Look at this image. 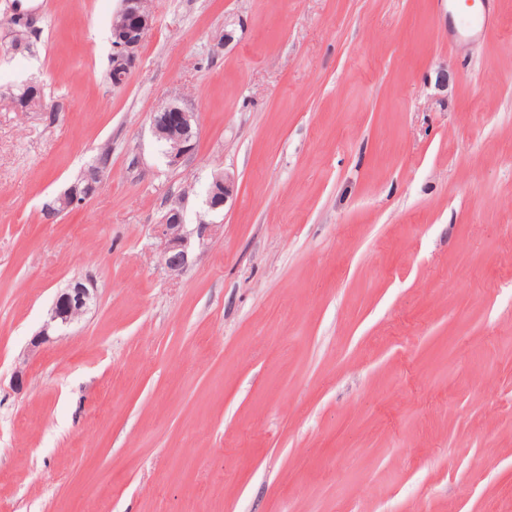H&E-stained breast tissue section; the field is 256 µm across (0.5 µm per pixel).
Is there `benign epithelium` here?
Masks as SVG:
<instances>
[{"mask_svg": "<svg viewBox=\"0 0 512 512\" xmlns=\"http://www.w3.org/2000/svg\"><path fill=\"white\" fill-rule=\"evenodd\" d=\"M119 16L125 27L112 33V83L121 85L126 80L137 59V52L150 30L152 19L150 13L142 8V0H122ZM195 113L189 111L176 101L164 105L152 116L154 134L159 139L167 140L164 153L171 166L180 165L195 149L193 127ZM106 162L100 161L86 173V184L75 185L56 200L58 208L66 209L74 202L92 195L101 183L102 172ZM234 192V179L229 175H215L209 197L215 201L208 202L212 210L223 207ZM165 239L162 263L171 274L180 273L187 264V237L183 233V216L179 208L170 212V223L162 225ZM91 300L90 289L76 283L61 291L50 312L44 328L33 338V343L41 344L49 337V331L72 323L87 309Z\"/></svg>", "mask_w": 512, "mask_h": 512, "instance_id": "1", "label": "benign epithelium"}]
</instances>
